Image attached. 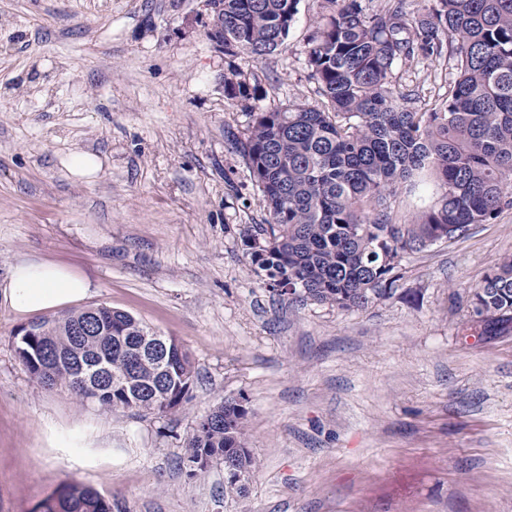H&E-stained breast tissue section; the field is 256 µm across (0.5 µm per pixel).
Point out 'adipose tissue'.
<instances>
[{"label": "adipose tissue", "instance_id": "adipose-tissue-1", "mask_svg": "<svg viewBox=\"0 0 512 512\" xmlns=\"http://www.w3.org/2000/svg\"><path fill=\"white\" fill-rule=\"evenodd\" d=\"M90 290L89 280L67 267L23 260L0 288V300L14 311L38 313L65 307L86 297Z\"/></svg>", "mask_w": 512, "mask_h": 512}]
</instances>
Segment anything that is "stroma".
Instances as JSON below:
<instances>
[{
  "instance_id": "1",
  "label": "stroma",
  "mask_w": 512,
  "mask_h": 512,
  "mask_svg": "<svg viewBox=\"0 0 512 512\" xmlns=\"http://www.w3.org/2000/svg\"><path fill=\"white\" fill-rule=\"evenodd\" d=\"M324 0H299L272 55L235 64L260 108L321 107L307 66ZM204 0H0V286L21 260L93 284L81 309L127 312L189 353L174 412L106 410L41 386L15 354L34 322L0 303V512H42L73 483L112 512H512V331L468 336V292L512 256V203L464 236L404 253L390 296L341 310L283 300L250 270L242 230L262 196L231 135L250 118L224 94L227 61ZM414 108L444 95L453 53L403 60ZM97 156L95 176L64 165ZM439 186H397L409 224ZM247 410L257 469L241 498L224 463L190 478L198 419Z\"/></svg>"
}]
</instances>
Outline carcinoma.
Here are the masks:
<instances>
[{
	"label": "carcinoma",
	"instance_id": "1",
	"mask_svg": "<svg viewBox=\"0 0 512 512\" xmlns=\"http://www.w3.org/2000/svg\"><path fill=\"white\" fill-rule=\"evenodd\" d=\"M212 41L224 56L259 60L288 37L298 0H208ZM329 14L312 36L310 77L321 108L263 110V89L240 69L224 73V94L249 113L244 137L232 135L250 181L262 194L266 223L244 228L250 270L279 296L350 310L391 293L402 253L422 250L485 224L512 187V0H434L420 19L405 0L374 14L360 0H326ZM456 55L458 77L424 112L407 108L412 92L393 81L397 61ZM433 173L438 201L411 224L390 221L397 185ZM512 324V259L470 291L474 336ZM18 359L43 386L66 389L110 410H176L194 381L190 358L128 313L107 306L21 329ZM246 409L225 401L206 413L186 445L194 478L224 462V495L245 494L256 468ZM44 512H112L100 493L70 485Z\"/></svg>",
	"mask_w": 512,
	"mask_h": 512
}]
</instances>
